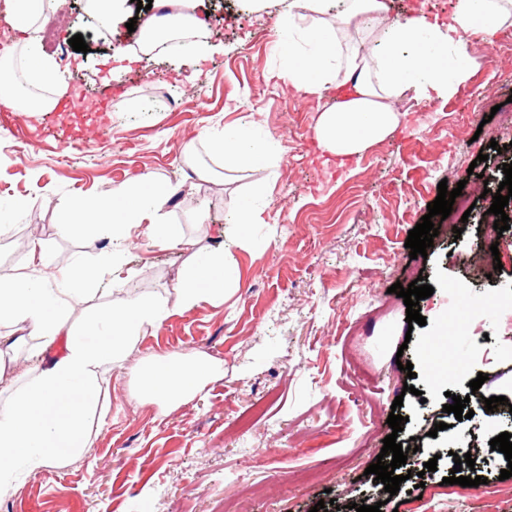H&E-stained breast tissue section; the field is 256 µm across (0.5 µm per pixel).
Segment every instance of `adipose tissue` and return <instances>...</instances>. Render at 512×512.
<instances>
[{
    "mask_svg": "<svg viewBox=\"0 0 512 512\" xmlns=\"http://www.w3.org/2000/svg\"><path fill=\"white\" fill-rule=\"evenodd\" d=\"M303 12H334L342 24L384 21L383 0H301ZM302 14L285 16L277 45L288 56L285 77L298 94L322 97L337 80L353 84L351 98L320 111L314 128L322 148L339 157L360 154L382 140L394 126L393 101L408 92L424 98H447L469 76L466 67L449 68V57L468 55L469 34L492 40L512 26V0H458L448 25L423 16L407 22H385L378 44L363 42L342 50L335 27L308 26ZM247 123L225 128L212 142L215 154L232 165H251L275 157L277 142H258L247 135ZM164 192L147 182L132 184L122 195L103 194L94 200H74L58 235L71 237L91 230L107 237L113 249L96 267H72L60 277L23 272L0 279V315L25 324L29 335L46 343L67 337L64 352L40 363V349H28L35 361L31 381L14 392L7 408H0V496L10 494L17 473L32 477L62 462L88 454L91 445L85 422L100 389L102 374L112 362L125 360L139 336L166 319L164 305L138 296H126L102 309L87 322L80 338H69L64 321L48 320L50 306L77 303L92 281H124V246L134 231L151 245L186 249L192 241L178 225L162 220ZM226 253L209 255L185 271L178 290L179 303L190 308L223 299ZM213 370L212 362L191 353L172 355L164 364L142 360L131 366L144 401L167 409L195 394Z\"/></svg>",
    "mask_w": 512,
    "mask_h": 512,
    "instance_id": "1",
    "label": "adipose tissue"
}]
</instances>
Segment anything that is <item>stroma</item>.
<instances>
[{"instance_id": "1", "label": "stroma", "mask_w": 512, "mask_h": 512, "mask_svg": "<svg viewBox=\"0 0 512 512\" xmlns=\"http://www.w3.org/2000/svg\"><path fill=\"white\" fill-rule=\"evenodd\" d=\"M203 6L204 39L214 49L195 63L189 48L132 59L137 35L126 24L135 8L103 25L88 20L85 0H66L51 24L61 42L79 34L89 50L72 53L64 79L45 93L53 100L87 97L104 131L60 146L43 130L44 113L22 112L17 122L0 124V202L14 215L0 227V276L96 265L111 242L91 232L60 237L63 212L77 198L118 195L140 178L175 187L163 219L199 243L172 251L135 239L125 256L129 288L174 313L137 339L127 363L105 372L89 453L19 478L0 498V512H224L244 480L259 489L246 512H311L326 497L335 501L328 512H337V504L360 506L378 493L366 469L391 432L393 410L405 418L398 443L416 445L420 462H437L436 471L402 482L381 507L408 512L420 492L439 489L448 474L445 453L458 438L482 447L492 438L487 429L472 430L471 420L442 412L450 395L468 390V377L453 369L456 342L444 351L441 378H431L421 355L444 335L454 292L467 294L473 309L512 296V264L485 277L458 260L482 240L479 215L487 202L477 201L461 236L435 237L426 257L410 258L405 241L444 178L464 180L472 170L488 178L512 163V126L491 114L497 105L512 113V27L489 42L469 36L470 76L453 97L405 93L395 102L399 121L383 140L339 158L313 131L334 92L302 98L281 73L274 42L283 0H266L258 10L248 0ZM155 97L163 101L158 111H143ZM246 116L254 137L278 140L279 155L239 170L214 155L210 142ZM493 141L501 151L490 149ZM189 142L209 167L200 182L182 158ZM483 152L488 160L478 161ZM245 205L258 217L247 228L249 243L233 251L229 296L176 312L184 266L198 262V249L224 250L227 219ZM203 209L210 220L200 225ZM32 239L45 244L38 264L28 253ZM413 272L434 292L420 302L425 325L411 327L403 298L390 288L409 284ZM23 334V324L0 319V362L11 366L18 387L31 379L30 364L6 339ZM485 351L468 348L473 371L487 374L492 392L512 401V359L490 365ZM182 352L217 360L223 371L158 414L141 400L127 364ZM401 360L412 371L400 370ZM408 381L414 393H404ZM261 402L266 413L250 417L247 436H237V420ZM442 421L446 429L435 431ZM486 462L487 483L458 488L444 512H482L491 497L497 512H512V478L501 479L497 456Z\"/></svg>"}]
</instances>
